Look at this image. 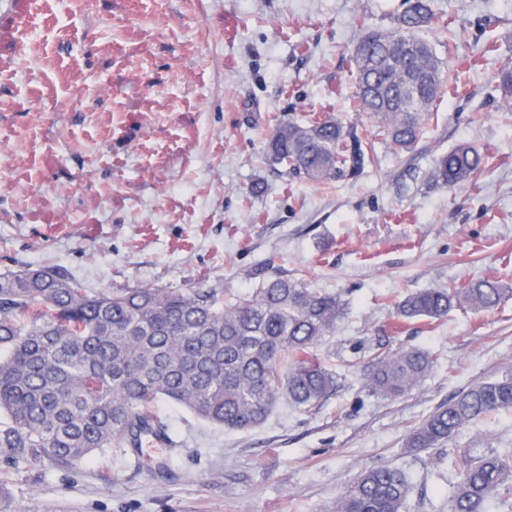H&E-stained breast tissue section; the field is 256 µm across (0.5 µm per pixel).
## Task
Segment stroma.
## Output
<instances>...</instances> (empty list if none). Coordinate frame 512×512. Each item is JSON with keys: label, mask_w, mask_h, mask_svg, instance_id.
Masks as SVG:
<instances>
[{"label": "stroma", "mask_w": 512, "mask_h": 512, "mask_svg": "<svg viewBox=\"0 0 512 512\" xmlns=\"http://www.w3.org/2000/svg\"><path fill=\"white\" fill-rule=\"evenodd\" d=\"M402 0H0V273L62 267L92 291L198 283L239 296L261 266L342 293L318 357L339 375L324 404L280 403L230 431L159 401L178 447L119 449L64 469L0 452V512H328L361 470L411 486L403 512H450L449 449L512 448V411L451 448L407 451L414 427L471 385L512 375V0H434L427 37L448 93L417 154H398L355 105L360 21L393 26ZM336 115L379 162L318 185L277 174L278 121ZM467 142L480 179L429 186ZM490 276L493 311L403 320L394 304ZM427 347L430 376L397 400L364 385L357 345ZM163 460L158 471L154 460Z\"/></svg>", "instance_id": "obj_1"}]
</instances>
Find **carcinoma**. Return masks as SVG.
Returning a JSON list of instances; mask_svg holds the SVG:
<instances>
[{
  "instance_id": "obj_1",
  "label": "carcinoma",
  "mask_w": 512,
  "mask_h": 512,
  "mask_svg": "<svg viewBox=\"0 0 512 512\" xmlns=\"http://www.w3.org/2000/svg\"><path fill=\"white\" fill-rule=\"evenodd\" d=\"M434 18L431 0H406L392 28L362 25L350 55L361 110L401 151L421 140L445 87L443 63L423 37ZM498 88L512 100L511 65L498 75ZM268 153L285 165L283 175L320 184L378 161L373 143L330 116L280 123ZM485 167V155L461 143L435 158L428 183L460 188ZM508 292L488 277L462 288H429L400 300L397 316L434 321L454 307L490 311ZM344 311L341 295L266 268L249 292L228 301L203 282L187 293L158 287L90 293L60 267L0 274V413L6 415L0 450L61 468L104 448H126L138 460L150 441L176 446L173 428L156 410L160 399L235 430L260 424L280 400L314 409L338 385L315 348ZM438 360L417 347L372 352L365 385L400 398ZM511 409L512 377L479 382L421 421L405 447L441 448L471 423ZM448 457L456 474L451 512H489L492 501L512 499V453L450 450ZM409 491L401 470L376 466L348 484L329 512H402Z\"/></svg>"
}]
</instances>
